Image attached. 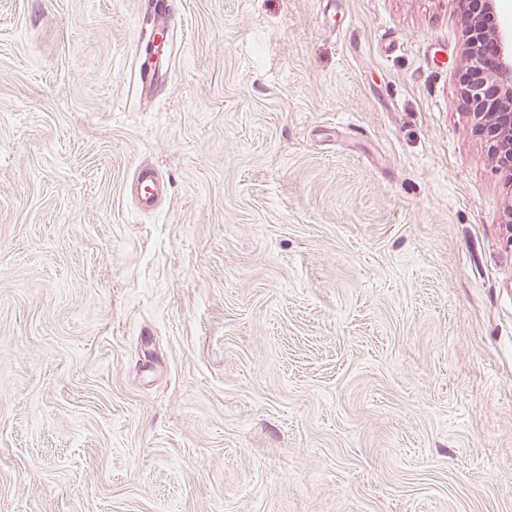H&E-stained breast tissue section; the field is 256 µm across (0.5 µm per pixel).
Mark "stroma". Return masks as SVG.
<instances>
[{
	"instance_id": "stroma-1",
	"label": "stroma",
	"mask_w": 512,
	"mask_h": 512,
	"mask_svg": "<svg viewBox=\"0 0 512 512\" xmlns=\"http://www.w3.org/2000/svg\"><path fill=\"white\" fill-rule=\"evenodd\" d=\"M148 2L0 0V512H512L453 0ZM137 180L141 183L137 203L143 209L154 208L168 193V186L151 170L140 171Z\"/></svg>"
}]
</instances>
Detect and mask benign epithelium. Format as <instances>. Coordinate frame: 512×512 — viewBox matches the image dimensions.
Masks as SVG:
<instances>
[{
	"label": "benign epithelium",
	"mask_w": 512,
	"mask_h": 512,
	"mask_svg": "<svg viewBox=\"0 0 512 512\" xmlns=\"http://www.w3.org/2000/svg\"><path fill=\"white\" fill-rule=\"evenodd\" d=\"M489 38L496 47L491 62L468 40L464 62L470 77L462 93L471 103V120L492 130L495 161L512 171V31L497 28Z\"/></svg>",
	"instance_id": "obj_1"
}]
</instances>
